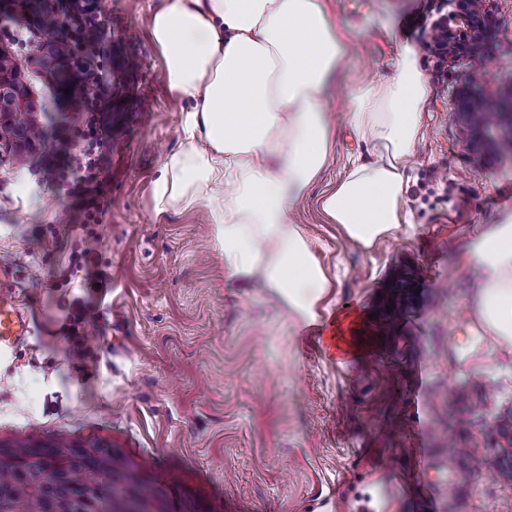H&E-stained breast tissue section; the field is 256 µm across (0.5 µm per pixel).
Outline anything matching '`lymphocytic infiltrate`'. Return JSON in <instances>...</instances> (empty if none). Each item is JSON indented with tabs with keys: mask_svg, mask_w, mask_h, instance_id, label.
<instances>
[{
	"mask_svg": "<svg viewBox=\"0 0 512 512\" xmlns=\"http://www.w3.org/2000/svg\"><path fill=\"white\" fill-rule=\"evenodd\" d=\"M109 58L106 45H99L94 57L72 54L68 69L93 90L81 102L86 120L68 133L70 141L78 143L79 154L70 164L52 167L36 166V173L46 181L65 189L77 198L78 206L71 218L80 227L98 224L105 210L106 164L112 152V116L109 112Z\"/></svg>",
	"mask_w": 512,
	"mask_h": 512,
	"instance_id": "lymphocytic-infiltrate-1",
	"label": "lymphocytic infiltrate"
}]
</instances>
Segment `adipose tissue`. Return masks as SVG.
Returning a JSON list of instances; mask_svg holds the SVG:
<instances>
[{
    "mask_svg": "<svg viewBox=\"0 0 512 512\" xmlns=\"http://www.w3.org/2000/svg\"><path fill=\"white\" fill-rule=\"evenodd\" d=\"M394 73L349 95L342 120L372 152L317 201L347 237L370 249L407 223L405 173L422 137L427 84L418 50L385 29ZM168 88L192 102L184 143L153 189L163 215L205 204L224 269L281 292L302 324L316 318L329 281L293 208L329 166L334 117L328 78L350 43L322 0H163L152 15ZM464 255L480 281L472 324L512 352V210Z\"/></svg>",
    "mask_w": 512,
    "mask_h": 512,
    "instance_id": "ef3b65f1",
    "label": "adipose tissue"
}]
</instances>
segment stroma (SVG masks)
<instances>
[{
  "instance_id": "obj_1",
  "label": "stroma",
  "mask_w": 512,
  "mask_h": 512,
  "mask_svg": "<svg viewBox=\"0 0 512 512\" xmlns=\"http://www.w3.org/2000/svg\"><path fill=\"white\" fill-rule=\"evenodd\" d=\"M162 0H103L112 49V155L102 223H64L71 198L43 186L22 204L17 141L0 132V291L12 293L32 330L0 356V448L63 435L112 449L137 473L149 512H311L376 475L389 512H512V353L468 331L478 284L462 253L481 225L512 203V144L470 142L456 90L484 69L512 86V0H490L497 21L481 58L437 69L425 46L452 0H324L335 28L356 45L329 85L331 111L359 83L384 79L396 22L421 50L428 86L418 161L406 172L413 223L371 250L348 241L307 204L294 218L316 244L332 282L317 319L300 326L275 290L230 279L203 207L162 216L153 184L179 148L186 101L162 78L150 36ZM41 43L0 34L48 128L60 160L85 114L41 65ZM322 181L349 158L370 159L345 124ZM91 250L103 293L76 261ZM409 286L399 300L391 287ZM348 314L373 348L340 359L325 340ZM453 462L459 483L439 492L412 449ZM498 459L481 470V452Z\"/></svg>"
}]
</instances>
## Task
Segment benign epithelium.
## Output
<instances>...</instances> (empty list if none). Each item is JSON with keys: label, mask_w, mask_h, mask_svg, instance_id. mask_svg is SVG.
<instances>
[{"label": "benign epithelium", "mask_w": 512, "mask_h": 512, "mask_svg": "<svg viewBox=\"0 0 512 512\" xmlns=\"http://www.w3.org/2000/svg\"><path fill=\"white\" fill-rule=\"evenodd\" d=\"M454 5L455 10L450 16H443L433 23L432 37L452 61L462 55L476 57L490 41L494 31L495 22L489 10V0H454ZM476 82H481V79H476ZM474 83L457 90L459 110L456 119L488 143L499 137L512 140V97L504 98L500 91L495 94L477 93ZM478 99L499 101L496 125L482 127L473 122V104Z\"/></svg>", "instance_id": "benign-epithelium-1"}]
</instances>
